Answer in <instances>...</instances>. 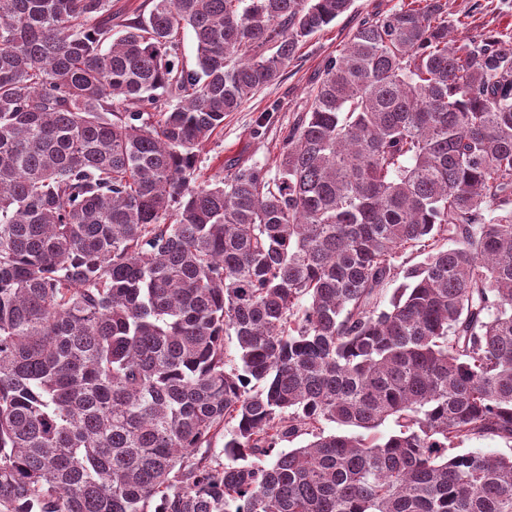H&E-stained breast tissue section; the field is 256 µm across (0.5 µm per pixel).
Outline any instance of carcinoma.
<instances>
[{
	"label": "carcinoma",
	"instance_id": "obj_1",
	"mask_svg": "<svg viewBox=\"0 0 512 512\" xmlns=\"http://www.w3.org/2000/svg\"><path fill=\"white\" fill-rule=\"evenodd\" d=\"M351 2L0 0V512H512V36L369 13L201 179ZM397 2L352 0L346 14L308 38L299 48L297 61L287 69L288 73L280 82L265 87L238 112L225 118L223 132L214 136L200 152L199 165L205 177L224 176L222 162L224 166L233 162L241 165L261 162L274 171L282 151L280 128L291 123L297 111L306 104L325 57L336 54V49L362 16ZM274 102L280 103L282 110L274 112L273 120L264 130L265 135L256 138V123ZM470 451H478L485 454H506L512 453V447L505 445V443L499 439L493 438H480L472 439L470 441L461 444L453 450H449L448 454L466 453Z\"/></svg>",
	"mask_w": 512,
	"mask_h": 512
}]
</instances>
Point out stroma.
<instances>
[{
    "instance_id": "obj_1",
    "label": "stroma",
    "mask_w": 512,
    "mask_h": 512,
    "mask_svg": "<svg viewBox=\"0 0 512 512\" xmlns=\"http://www.w3.org/2000/svg\"><path fill=\"white\" fill-rule=\"evenodd\" d=\"M397 0H352L350 10L301 45L297 61L280 82L261 90L237 112L224 120V130L214 136L200 154V168L205 176L221 175L222 164L261 162L273 168L282 151L281 127L292 122L306 103L325 57L335 54L352 26L362 16L388 8ZM450 19L456 20L454 37L480 30L512 34V0H448ZM280 103L281 112L256 137L257 121L272 103Z\"/></svg>"
}]
</instances>
